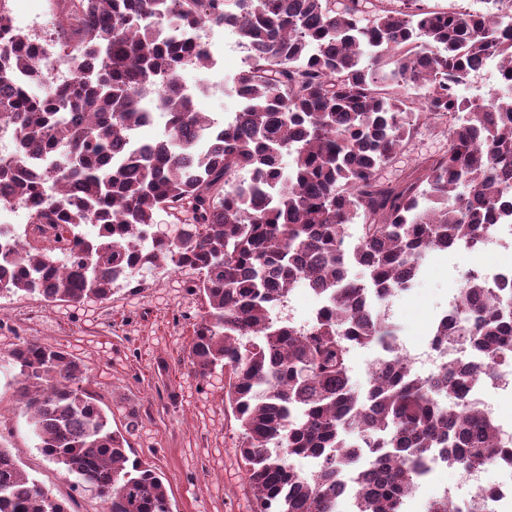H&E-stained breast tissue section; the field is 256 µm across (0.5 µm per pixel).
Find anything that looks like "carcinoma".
I'll return each instance as SVG.
<instances>
[{
  "instance_id": "cac0c4a2",
  "label": "carcinoma",
  "mask_w": 512,
  "mask_h": 512,
  "mask_svg": "<svg viewBox=\"0 0 512 512\" xmlns=\"http://www.w3.org/2000/svg\"><path fill=\"white\" fill-rule=\"evenodd\" d=\"M72 81L44 94L46 60L0 0V206L28 207L38 236L0 232V297L108 301L163 264L194 275L206 307L186 352L194 374H224V403L255 512H406L424 464L465 473L512 459L471 387L512 363V288L469 274L437 345L469 356L422 375L394 357L362 390L352 346L392 349L381 315L424 259L469 249L512 215V95L465 98L488 56L512 90V0L486 12L422 0H55ZM202 26L249 52L232 79L240 110L220 124L182 84L210 67ZM162 110L163 134L131 142ZM425 120L446 122L448 152L395 183L378 170ZM182 225L152 233L157 213ZM92 224L97 234L82 227ZM357 240L345 244L348 227ZM298 284L325 301L302 330L276 315ZM43 455L97 490L105 512H172L161 473L129 455L89 389L84 364L31 339L0 358ZM305 459L310 469L296 465ZM0 512H69L0 444Z\"/></svg>"
}]
</instances>
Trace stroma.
Instances as JSON below:
<instances>
[{
	"label": "stroma",
	"instance_id": "stroma-1",
	"mask_svg": "<svg viewBox=\"0 0 512 512\" xmlns=\"http://www.w3.org/2000/svg\"><path fill=\"white\" fill-rule=\"evenodd\" d=\"M234 40L230 31L213 29L209 47L215 66L190 65L182 71L196 108L219 121L240 108L225 89L248 57ZM447 150L446 133L420 126L406 148L382 167L381 177L396 180L418 160ZM476 261L469 252L455 250L424 263L415 286L392 297L387 307L400 340L427 347L433 325ZM187 281V274L163 266L150 271L140 287L115 289L103 303L72 306L1 297L0 356L38 338L80 359L113 427L127 430L130 448L162 472L173 512H253L252 491L224 410V383L218 376L201 380L182 361L204 311ZM24 412L13 373L0 359V443L17 451L23 469L66 500L70 512H103L95 491L42 455Z\"/></svg>",
	"mask_w": 512,
	"mask_h": 512
}]
</instances>
